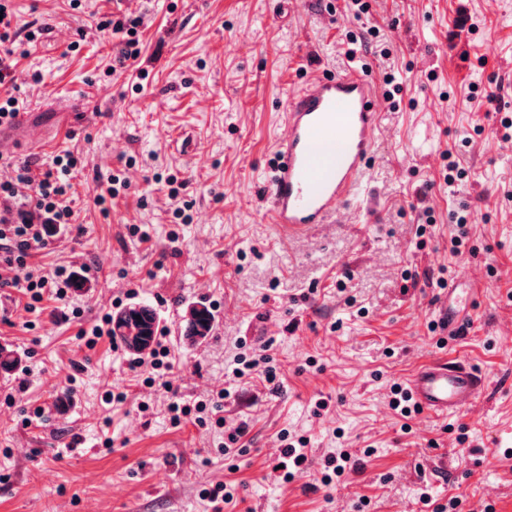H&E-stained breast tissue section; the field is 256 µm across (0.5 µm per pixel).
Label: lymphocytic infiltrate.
I'll list each match as a JSON object with an SVG mask.
<instances>
[{"label": "lymphocytic infiltrate", "mask_w": 512, "mask_h": 512, "mask_svg": "<svg viewBox=\"0 0 512 512\" xmlns=\"http://www.w3.org/2000/svg\"><path fill=\"white\" fill-rule=\"evenodd\" d=\"M78 163L77 156L66 152L54 157L52 170L42 174L15 164L10 180L0 182V265L13 272L12 277H0V288L19 289L34 304L48 292L65 298L72 286L64 270L43 274L29 269L27 259L43 245L47 225L71 223L65 185Z\"/></svg>", "instance_id": "f902f5d3"}]
</instances>
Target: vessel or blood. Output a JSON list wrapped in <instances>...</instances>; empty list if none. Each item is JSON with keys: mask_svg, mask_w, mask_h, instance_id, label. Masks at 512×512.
<instances>
[{"mask_svg": "<svg viewBox=\"0 0 512 512\" xmlns=\"http://www.w3.org/2000/svg\"><path fill=\"white\" fill-rule=\"evenodd\" d=\"M379 118L376 87L356 69L317 76L289 100L287 132L278 142L277 161L266 183L271 222L281 233L297 234L336 216L360 187ZM323 139L341 141V150L321 152ZM474 299V289L449 288L441 308L448 335L463 332L466 322L458 308ZM406 386L419 409L445 415L468 409L485 382L466 362L443 358L418 369Z\"/></svg>", "mask_w": 512, "mask_h": 512, "instance_id": "1", "label": "vessel or blood"}]
</instances>
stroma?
<instances>
[{"mask_svg": "<svg viewBox=\"0 0 512 512\" xmlns=\"http://www.w3.org/2000/svg\"><path fill=\"white\" fill-rule=\"evenodd\" d=\"M368 2L359 16L351 0H10L22 53L8 88L36 129L13 159L39 172L63 150L84 160L72 224L29 263L89 287L45 293L33 312L0 288V345L22 356L0 373V512H214L200 492L225 483L237 496L223 512H512V459L495 447L512 432V0ZM112 15L143 19L139 58L114 72L119 39L90 27ZM373 29L359 57L378 92L389 73L402 89L381 104L366 194L281 237L265 185L288 101L349 69L345 33ZM452 160L465 176L449 188ZM111 176L128 187L97 204ZM463 207L468 249L454 256ZM474 274L467 327L442 340L428 329L446 299L436 279L464 288ZM200 301L214 327L191 344ZM133 302L154 307L174 362L150 387L112 334L81 337ZM264 344L276 384L234 378ZM443 356L485 373L474 404L391 410L390 385ZM223 390L212 420L171 421V397ZM241 420L225 453L224 426ZM286 431L308 437L310 461L287 483ZM340 448L352 465L323 486ZM213 322L211 308L203 302H198L189 309L183 335L193 343L205 339L212 330Z\"/></svg>", "mask_w": 512, "mask_h": 512, "instance_id": "obj_1", "label": "stroma"}]
</instances>
